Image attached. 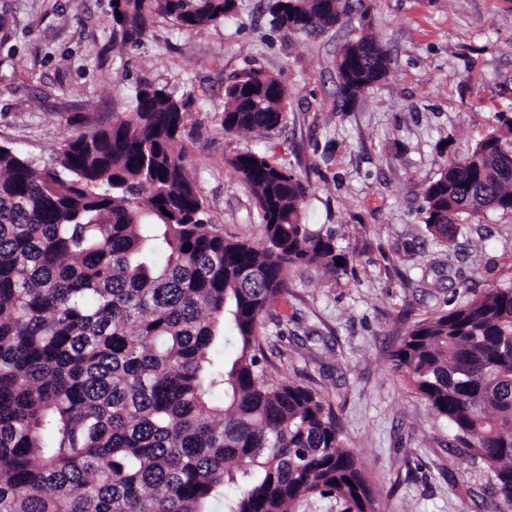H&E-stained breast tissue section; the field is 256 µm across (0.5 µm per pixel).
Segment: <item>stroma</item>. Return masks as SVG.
I'll list each match as a JSON object with an SVG mask.
<instances>
[{
  "mask_svg": "<svg viewBox=\"0 0 512 512\" xmlns=\"http://www.w3.org/2000/svg\"><path fill=\"white\" fill-rule=\"evenodd\" d=\"M110 3L0 0V143L48 161L64 138L131 112L143 82L190 92L183 137L212 222L262 243L253 196L225 160L263 151L300 177L304 222L335 227L348 257L336 275L288 269L259 329L268 376L332 406L378 512H497L494 475L456 447L392 356L415 322L512 282V212L464 221L447 246L422 220L428 181L512 115V0H368L365 29L388 74L344 110L334 62L349 26L278 31L265 0H236L203 32L163 21L143 45L121 46ZM250 68L286 89L287 119L270 138L222 125L224 78Z\"/></svg>",
  "mask_w": 512,
  "mask_h": 512,
  "instance_id": "1",
  "label": "stroma"
}]
</instances>
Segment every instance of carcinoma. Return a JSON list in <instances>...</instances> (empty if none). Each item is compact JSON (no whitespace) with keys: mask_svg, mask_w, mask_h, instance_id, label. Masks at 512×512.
<instances>
[{"mask_svg":"<svg viewBox=\"0 0 512 512\" xmlns=\"http://www.w3.org/2000/svg\"><path fill=\"white\" fill-rule=\"evenodd\" d=\"M355 2L266 10L272 28L310 34ZM235 8L112 0V38L142 44L160 19L200 33ZM335 67L349 106L385 77L387 53L363 31ZM285 99L265 71L226 76L224 130L278 132ZM189 105L146 82L132 112L65 138L49 162L0 144V512H210L214 501L294 512L314 495L377 512L331 405L271 380L259 339L288 268L345 269L336 229L304 223L300 178L244 151L227 166L253 193L264 241L224 236L187 166ZM501 123L426 186L423 222L438 241L479 206L512 212V117ZM227 330L236 347L219 358ZM393 364L494 474L499 512H512V282L414 323Z\"/></svg>","mask_w":512,"mask_h":512,"instance_id":"obj_1","label":"carcinoma"}]
</instances>
